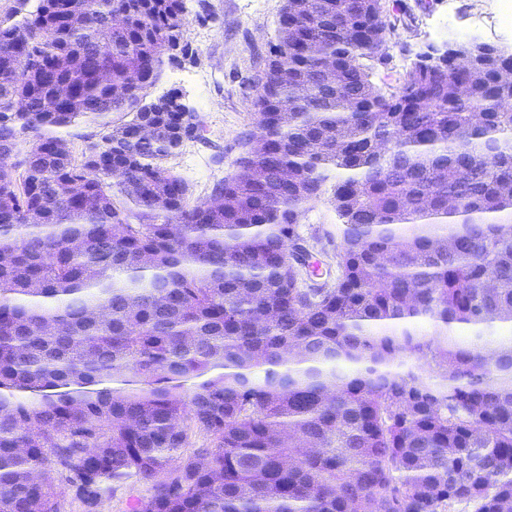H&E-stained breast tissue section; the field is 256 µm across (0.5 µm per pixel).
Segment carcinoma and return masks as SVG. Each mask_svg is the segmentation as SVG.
<instances>
[{
	"label": "carcinoma",
	"instance_id": "carcinoma-1",
	"mask_svg": "<svg viewBox=\"0 0 512 512\" xmlns=\"http://www.w3.org/2000/svg\"><path fill=\"white\" fill-rule=\"evenodd\" d=\"M16 2L0 148L31 143L0 171V512H100L134 481L128 512H512V340L482 334L512 324V50L456 41L466 67L381 86L382 0H285L264 135L191 205L165 161L192 115L150 97L196 59L184 0ZM88 117L108 132L77 161L58 132ZM327 190L319 282L293 247ZM301 222L302 233L306 237L314 236L318 239V243L310 241L316 246L312 251V262H319L321 271L325 273L327 264L332 263V257L341 238L340 220L328 198V193L321 195L308 205V210Z\"/></svg>",
	"mask_w": 512,
	"mask_h": 512
}]
</instances>
